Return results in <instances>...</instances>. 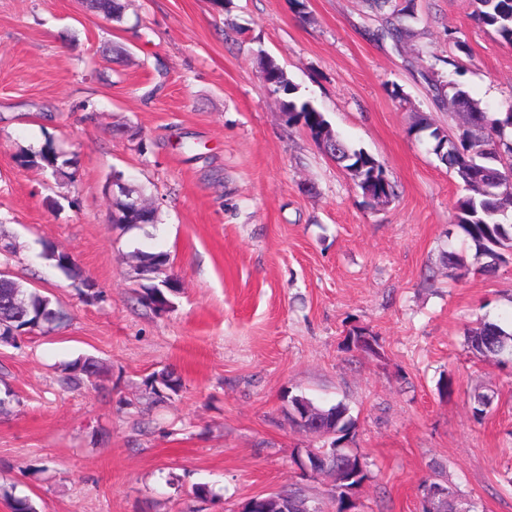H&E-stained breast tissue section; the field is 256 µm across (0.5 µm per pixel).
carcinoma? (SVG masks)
I'll return each instance as SVG.
<instances>
[{
	"label": "carcinoma",
	"instance_id": "carcinoma-1",
	"mask_svg": "<svg viewBox=\"0 0 512 512\" xmlns=\"http://www.w3.org/2000/svg\"><path fill=\"white\" fill-rule=\"evenodd\" d=\"M90 10L103 15L117 23L123 20V5L120 0H89ZM477 3V17L483 24L491 26L498 35L508 44H512V0H475ZM370 7L382 16L383 25L381 34L387 35L397 42L409 40L414 35L417 17L413 0H370ZM260 72L268 73L271 87L276 93H283L287 98L282 100V109L288 113V122L300 124L313 131L328 124L324 115L308 101L294 97L295 87L289 80L287 72L270 56L259 58ZM428 83L433 96L438 102L450 99L464 112H479L493 127L499 129L498 140L485 141L475 127H458L457 132L450 135L448 130L437 125L433 119L419 113L415 117L413 129L429 132L433 140L435 155L452 170L463 183L466 194L456 202L455 223L464 232L474 249V260L478 263V273L492 276L499 266L506 262V254L512 252V221L509 220L508 211L512 209V189L504 185L492 193L486 192L473 180L479 170L474 163L475 155L484 148L503 153L512 160V134L507 128L512 127V112L500 119L488 109L480 106L477 100L463 90L458 84L450 82L446 77L435 70L433 66L427 67ZM336 143L342 145V153L336 162L349 171L351 179L362 192L380 190L392 197L395 194L391 182L382 177L381 163L371 154L362 149H353L341 139ZM43 163V168L59 174L63 178H70L72 174L66 171L71 164L68 159L61 158L51 146H46L38 152L24 153L19 157L22 167L35 166ZM139 197V191L134 187L128 188V194L115 198L117 218L115 224H155L158 213L152 212L145 219L139 213L128 212L129 198ZM42 256L52 262V266L74 282L86 281L83 269L72 258L56 257L55 250L50 245H44ZM136 271L160 274L162 268L168 263V254L162 251L149 252L138 250ZM21 284L13 277L0 280V314L13 317H22L25 322H34L41 327L52 329L61 326L69 320L67 312L58 302L40 293L37 290H27V304L23 310L13 305L15 292ZM468 346L475 354L488 356L486 346L496 342V355L512 356V333L503 327L485 321L474 332L467 336ZM99 377V365L93 358H87L83 363H74L66 367V373L60 379L61 386L68 389L80 385L93 386ZM153 394L159 398H168L181 387L180 378L169 371H162L152 376L150 380ZM329 416L336 418V431L339 436L336 441L348 438L354 429L355 422L349 415L348 408L341 402L326 408Z\"/></svg>",
	"mask_w": 512,
	"mask_h": 512
}]
</instances>
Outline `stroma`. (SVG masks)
I'll return each instance as SVG.
<instances>
[{"label":"stroma","instance_id":"obj_1","mask_svg":"<svg viewBox=\"0 0 512 512\" xmlns=\"http://www.w3.org/2000/svg\"><path fill=\"white\" fill-rule=\"evenodd\" d=\"M123 3L116 23L82 0H0V240L14 278L70 317L0 346V512L13 495L38 512H235L291 488L328 500L331 480L304 467L321 442L288 417L297 394L355 418L357 512H422L433 481L471 512H512V362L466 339L483 321L512 328V261L449 278L447 253L474 255L455 224L463 185L411 129L419 112L456 126L423 78L436 57L511 111L512 45L474 0H414L418 34L402 44L373 38L382 20L365 0ZM263 53L384 166L391 202H371L289 124L259 77ZM48 142L72 180L18 165ZM116 170L158 223L112 224ZM47 244L90 287L49 266ZM153 246L178 283L165 312L141 303L130 259ZM355 327L377 354L349 342ZM84 357L97 387L62 388ZM162 369L178 396L152 394ZM478 388L495 392L481 418Z\"/></svg>","mask_w":512,"mask_h":512}]
</instances>
